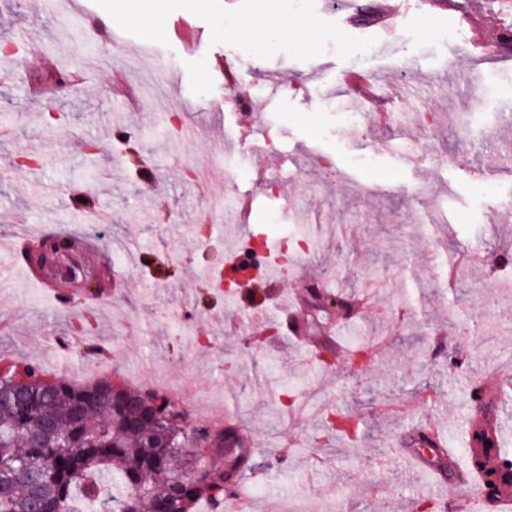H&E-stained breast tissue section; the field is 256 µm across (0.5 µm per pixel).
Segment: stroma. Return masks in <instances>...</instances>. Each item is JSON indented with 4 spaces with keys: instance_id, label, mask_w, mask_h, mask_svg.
<instances>
[{
    "instance_id": "1",
    "label": "stroma",
    "mask_w": 512,
    "mask_h": 512,
    "mask_svg": "<svg viewBox=\"0 0 512 512\" xmlns=\"http://www.w3.org/2000/svg\"><path fill=\"white\" fill-rule=\"evenodd\" d=\"M383 5L74 0L68 13L0 0V44H22L0 54V354L48 368L63 353L74 380L164 389L191 420L235 429L252 448L239 487L246 512H320L325 502L417 512L443 495L433 473L401 456L405 440L434 425L464 453L474 389L500 385V401L512 402V266H493L512 255V178L499 171L512 157V43H500L480 99L464 84L482 59L476 26L499 37L512 10L391 0L400 16L389 34L374 24ZM106 10L120 41L88 24ZM261 15L270 25L240 38ZM450 27L463 39H443ZM353 68L384 89L410 77L414 92L393 106L408 124L368 114L346 132L331 95L348 97L342 76ZM58 74L70 88L30 97V85ZM116 74L138 110L113 88ZM481 124L485 139L472 140ZM254 128L266 153L239 165ZM204 217L221 236L212 247L197 237ZM23 229L68 235L98 291L54 276L59 295L49 298L23 253L9 251ZM296 231L318 238L309 257L264 260L261 283L232 297L213 287L250 238ZM474 244L480 263L431 279ZM327 268L353 310L312 307L308 289ZM358 333L374 344L372 362L322 366ZM229 350L243 353L236 366ZM287 378L326 408H368L376 421L356 443L336 439L322 414L282 411Z\"/></svg>"
}]
</instances>
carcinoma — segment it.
Listing matches in <instances>:
<instances>
[{
	"instance_id": "1",
	"label": "carcinoma",
	"mask_w": 512,
	"mask_h": 512,
	"mask_svg": "<svg viewBox=\"0 0 512 512\" xmlns=\"http://www.w3.org/2000/svg\"><path fill=\"white\" fill-rule=\"evenodd\" d=\"M0 512H86L100 510L103 494L113 512H195L201 502L224 501L220 462L192 474L182 453L194 451L199 427L167 393L150 395L168 407L166 420H148L120 379L78 384L28 362L1 359ZM358 410L329 421L356 437L369 424ZM154 436L144 446L142 434ZM467 445L503 453L499 438L481 426L466 431Z\"/></svg>"
}]
</instances>
